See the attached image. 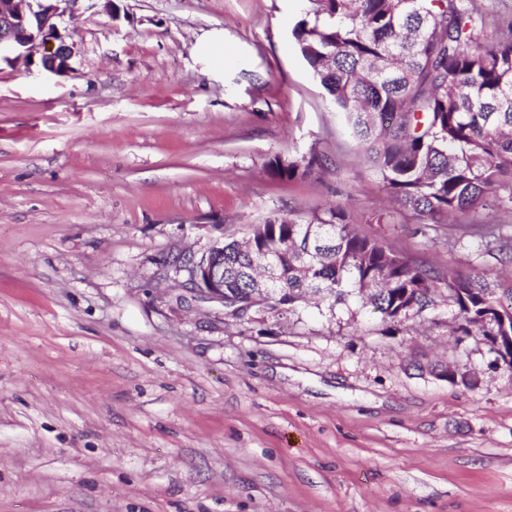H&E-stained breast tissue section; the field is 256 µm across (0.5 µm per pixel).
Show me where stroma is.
Returning a JSON list of instances; mask_svg holds the SVG:
<instances>
[{
  "instance_id": "stroma-1",
  "label": "stroma",
  "mask_w": 512,
  "mask_h": 512,
  "mask_svg": "<svg viewBox=\"0 0 512 512\" xmlns=\"http://www.w3.org/2000/svg\"><path fill=\"white\" fill-rule=\"evenodd\" d=\"M302 5L79 0L70 72L0 64V512H512V368L448 299L452 272L512 288V251L393 209ZM332 207L432 305L239 321L182 288L178 256ZM325 162H323V159L313 157L310 160L307 161L305 165L302 166V164L299 161H283L280 158L274 159L273 162H271L270 167L273 171V173L281 178H288V180H291L298 175L304 176L307 174H310L314 166L316 165L318 168L324 169L325 168Z\"/></svg>"
}]
</instances>
